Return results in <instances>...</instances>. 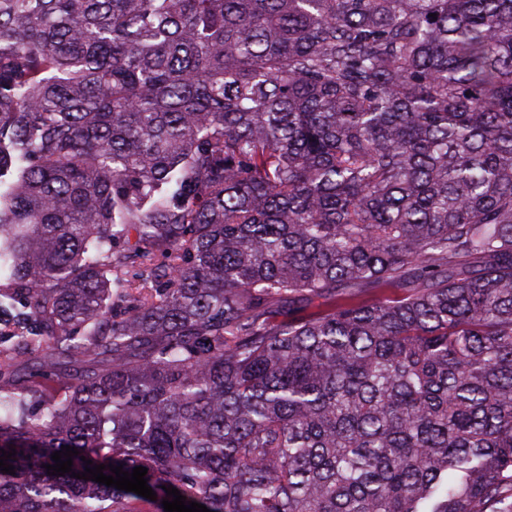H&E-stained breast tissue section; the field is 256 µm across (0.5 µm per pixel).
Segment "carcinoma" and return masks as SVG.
<instances>
[{
    "label": "carcinoma",
    "instance_id": "carcinoma-1",
    "mask_svg": "<svg viewBox=\"0 0 512 512\" xmlns=\"http://www.w3.org/2000/svg\"><path fill=\"white\" fill-rule=\"evenodd\" d=\"M1 449L0 512H512V0H0Z\"/></svg>",
    "mask_w": 512,
    "mask_h": 512
}]
</instances>
